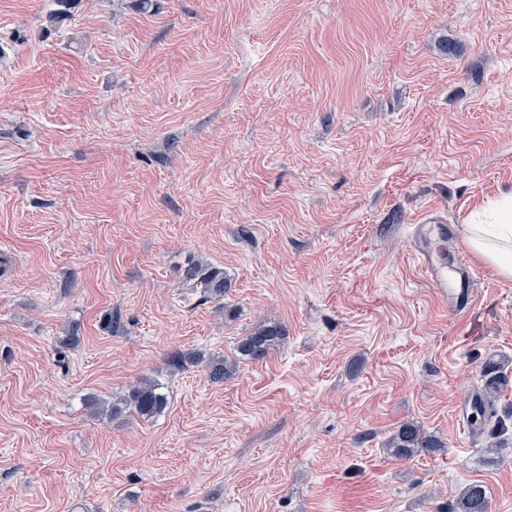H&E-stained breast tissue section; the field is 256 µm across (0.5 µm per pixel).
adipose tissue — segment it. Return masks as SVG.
<instances>
[{
  "mask_svg": "<svg viewBox=\"0 0 512 512\" xmlns=\"http://www.w3.org/2000/svg\"><path fill=\"white\" fill-rule=\"evenodd\" d=\"M463 231L472 252L491 264L502 280L512 281V191L480 207Z\"/></svg>",
  "mask_w": 512,
  "mask_h": 512,
  "instance_id": "ef3b65f1",
  "label": "adipose tissue"
}]
</instances>
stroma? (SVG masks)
<instances>
[{"mask_svg":"<svg viewBox=\"0 0 512 512\" xmlns=\"http://www.w3.org/2000/svg\"><path fill=\"white\" fill-rule=\"evenodd\" d=\"M52 7L0 0V512H512V447L456 413L495 361L512 431V281L474 260L463 323L410 248L512 189V0ZM267 322L223 383L171 361ZM144 378L155 418L84 405ZM412 420L444 449L389 457ZM185 277L193 281L206 298L224 297V293L228 288V280L224 271L212 266L202 264L191 266L186 271ZM491 504L487 490L481 483L466 485L449 511L441 512H489Z\"/></svg>","mask_w":512,"mask_h":512,"instance_id":"obj_1","label":"stroma"}]
</instances>
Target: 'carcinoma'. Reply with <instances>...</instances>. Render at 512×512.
Segmentation results:
<instances>
[{
  "instance_id": "cac0c4a2",
  "label": "carcinoma",
  "mask_w": 512,
  "mask_h": 512,
  "mask_svg": "<svg viewBox=\"0 0 512 512\" xmlns=\"http://www.w3.org/2000/svg\"><path fill=\"white\" fill-rule=\"evenodd\" d=\"M56 8L49 13L47 20L59 23L72 16L76 0H54ZM185 277L201 289L203 296L220 298L228 288V280L224 271L208 265L190 267ZM285 339L283 328L277 323L264 324L247 335L241 337L235 348L232 359L215 356H205L200 352H178L173 355L172 363L179 366L202 365L205 367L209 380L222 383L236 371L237 363L243 361L259 362ZM495 395L477 397L476 415L473 425L480 428L496 415L494 407ZM168 405L167 396L162 392L160 384L144 379L132 386L123 397L114 402L106 414L119 416L125 412L134 414L142 419H151L164 412ZM444 447L442 441L434 434L426 431L423 426L406 422L390 436L386 443V451L397 459H409L421 454H434ZM491 504L487 490L481 483L466 485L449 512H490Z\"/></svg>"
}]
</instances>
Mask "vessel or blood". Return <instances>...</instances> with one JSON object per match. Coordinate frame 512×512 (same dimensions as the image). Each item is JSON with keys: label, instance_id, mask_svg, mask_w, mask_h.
Returning a JSON list of instances; mask_svg holds the SVG:
<instances>
[{"label": "vessel or blood", "instance_id": "b4317fda", "mask_svg": "<svg viewBox=\"0 0 512 512\" xmlns=\"http://www.w3.org/2000/svg\"><path fill=\"white\" fill-rule=\"evenodd\" d=\"M448 236L446 218L428 209L413 228L411 248L435 293L444 304L464 317L473 310L479 298L478 277L463 245H456L452 264L441 262L435 243Z\"/></svg>", "mask_w": 512, "mask_h": 512}]
</instances>
